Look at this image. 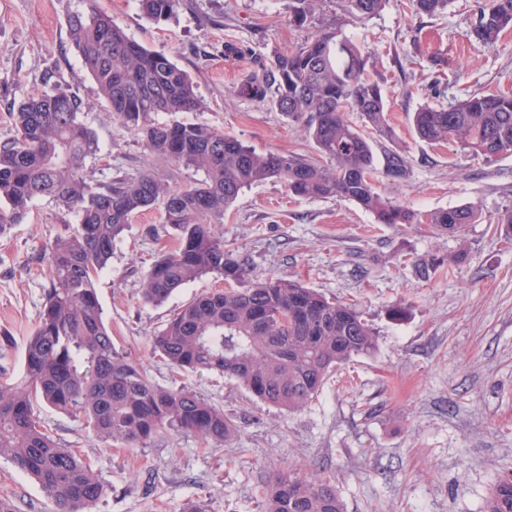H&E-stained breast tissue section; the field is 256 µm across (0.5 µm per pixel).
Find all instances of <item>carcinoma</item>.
Here are the masks:
<instances>
[{"label": "carcinoma", "mask_w": 512, "mask_h": 512, "mask_svg": "<svg viewBox=\"0 0 512 512\" xmlns=\"http://www.w3.org/2000/svg\"><path fill=\"white\" fill-rule=\"evenodd\" d=\"M142 13L166 21L180 0H138ZM325 0H288V19L307 28ZM449 0H411L415 13L435 16ZM344 16L370 19L386 0H332ZM82 63L115 118L140 139L154 161L203 177L180 184L174 174L151 170L95 184L87 159L99 151L95 133L80 119L76 96L48 87L12 105L14 130L0 146V235L28 214L36 199L77 213V229L57 237L47 257L49 286L40 319L27 336L21 373L0 382V460L31 477L57 512H91L107 485L90 462L53 441L37 404L82 419L102 443L142 447L172 432H191L222 443L235 430L224 411L192 389L158 386L130 357L115 350L103 316L97 279L132 217L160 207L177 248L157 257L143 276L142 300L160 305L179 288L206 275L229 284L202 295L150 337L153 351L184 373L216 372L261 401L287 411L305 407L331 371L374 350L377 334L350 304L330 301L293 280L248 279L216 230L242 190L271 178L292 195L342 198L373 213L380 224H431L457 233L475 209L460 206L424 215L382 196L375 186L373 146L347 119L356 112L375 133L393 139L380 83L367 75L368 56L338 24L318 29L289 52L273 51L262 76L243 92L304 124L318 153L332 165L292 153H258L235 137L175 115L197 112L203 101L189 75L164 53L130 39L112 17L93 12L69 20ZM512 27V0L478 5L473 35L493 42ZM165 113L172 119L161 122ZM416 136L452 140L486 157L512 150V93H475L448 107L423 106L412 115ZM407 158L386 156L384 175L404 179ZM460 260L433 256L415 262L420 276ZM264 512H344L336 487L295 467L266 483ZM482 512H512V472L487 496Z\"/></svg>", "instance_id": "cac0c4a2"}]
</instances>
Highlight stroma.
Wrapping results in <instances>:
<instances>
[{
  "label": "stroma",
  "mask_w": 512,
  "mask_h": 512,
  "mask_svg": "<svg viewBox=\"0 0 512 512\" xmlns=\"http://www.w3.org/2000/svg\"><path fill=\"white\" fill-rule=\"evenodd\" d=\"M110 15L131 39L170 56L191 77L204 107L186 113L257 150L315 156L301 124L243 96L242 83L271 52L298 47L308 30L290 26L287 0H188L154 22L138 0H0V143L13 135L14 102L55 87L83 102V121L100 151L88 175L104 182L155 163L113 119L69 34L77 12ZM477 0H451L435 16L409 0H387L373 18L340 20L380 80L395 140L374 138L377 164L404 153L409 173L378 176L383 196L419 213L471 205L474 223L456 234L428 224H381L353 202L289 194L269 179L244 189L224 213V239L252 277L301 281L328 299L355 305L377 331L372 353L332 372L319 396L290 412L213 373L174 372L150 346L152 332L199 295L224 288L208 275L163 304H144L142 275L177 241L161 209L137 214L114 246L97 288L117 351L163 387L185 386L223 409L236 426L221 444L166 434L142 448L97 442L78 418L38 408L53 439L86 456L108 494L93 512H263L269 474L296 467L330 479L345 512H481L500 475L512 470V151L475 155L448 141L417 138L422 106L456 104L473 92L512 91V29L485 43L472 34ZM76 213L35 200L0 236V368L18 374L37 324L48 270L43 254L76 227ZM455 255L452 269L421 278L412 258ZM407 309L389 319L392 305ZM18 512H55L31 478L0 460V497Z\"/></svg>",
  "instance_id": "1"
}]
</instances>
